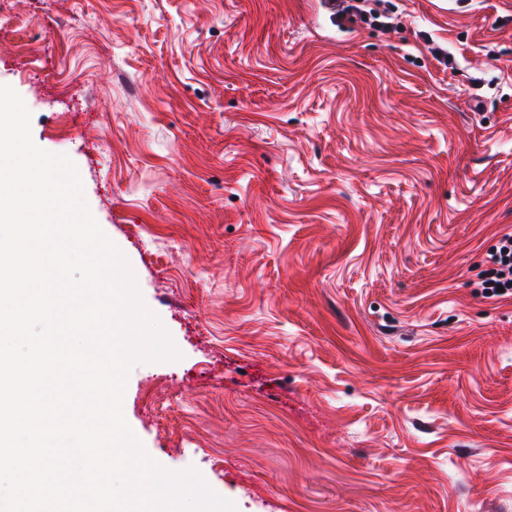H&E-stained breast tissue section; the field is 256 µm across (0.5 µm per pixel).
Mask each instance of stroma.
<instances>
[{"label": "stroma", "instance_id": "1", "mask_svg": "<svg viewBox=\"0 0 512 512\" xmlns=\"http://www.w3.org/2000/svg\"><path fill=\"white\" fill-rule=\"evenodd\" d=\"M12 0L0 84L181 357L124 416L236 512H512V0ZM336 7L338 19L349 25L367 23L377 16L374 8H369V0H331ZM369 8V10H368ZM376 19V18H375ZM498 285L504 291L498 292ZM484 298L512 296V234L503 235L485 260V268L470 283Z\"/></svg>", "mask_w": 512, "mask_h": 512}]
</instances>
